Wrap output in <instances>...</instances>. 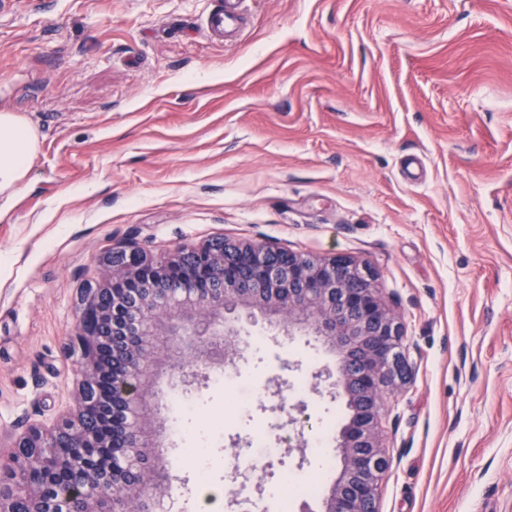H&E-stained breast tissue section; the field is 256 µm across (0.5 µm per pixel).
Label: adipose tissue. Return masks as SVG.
Returning <instances> with one entry per match:
<instances>
[{
    "label": "adipose tissue",
    "mask_w": 512,
    "mask_h": 512,
    "mask_svg": "<svg viewBox=\"0 0 512 512\" xmlns=\"http://www.w3.org/2000/svg\"><path fill=\"white\" fill-rule=\"evenodd\" d=\"M38 150L31 127L10 112L0 113V204L10 205Z\"/></svg>",
    "instance_id": "adipose-tissue-1"
}]
</instances>
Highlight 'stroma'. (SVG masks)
<instances>
[{"instance_id": "35a3bbf8", "label": "stroma", "mask_w": 512, "mask_h": 512, "mask_svg": "<svg viewBox=\"0 0 512 512\" xmlns=\"http://www.w3.org/2000/svg\"><path fill=\"white\" fill-rule=\"evenodd\" d=\"M0 0V111L39 150L0 212V433L73 406L81 293L104 256L211 239L367 261L405 326L411 380L386 395L392 470L381 512H512V0ZM336 357L311 336L266 341L250 367L282 377L336 438L349 411L291 384ZM167 405L156 462L195 482L196 427L221 416V369L153 386ZM242 3H244V0H225L224 10L212 15L211 27L218 30L235 26L239 20Z\"/></svg>"}]
</instances>
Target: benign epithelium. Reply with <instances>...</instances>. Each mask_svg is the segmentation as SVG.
Segmentation results:
<instances>
[{
  "label": "benign epithelium",
  "instance_id": "benign-epithelium-1",
  "mask_svg": "<svg viewBox=\"0 0 512 512\" xmlns=\"http://www.w3.org/2000/svg\"><path fill=\"white\" fill-rule=\"evenodd\" d=\"M111 274L83 303L77 325L85 360L73 410L51 426L30 425L8 434V464L0 469V512H30L46 500L34 474L63 477L58 512H158L166 487L153 466L157 411L149 390L160 356L179 366L208 368L247 361L244 322L276 317L284 335L306 332L336 351L338 367L315 373L336 398L343 390L350 415L339 432L338 477L323 512H380L382 480L391 469L378 430L386 389L402 381L403 324L375 287L365 263L347 255L309 257L268 243L218 238L155 258L129 243L112 252ZM68 452H63V449ZM263 474L237 467L232 485L261 489Z\"/></svg>",
  "mask_w": 512,
  "mask_h": 512
}]
</instances>
